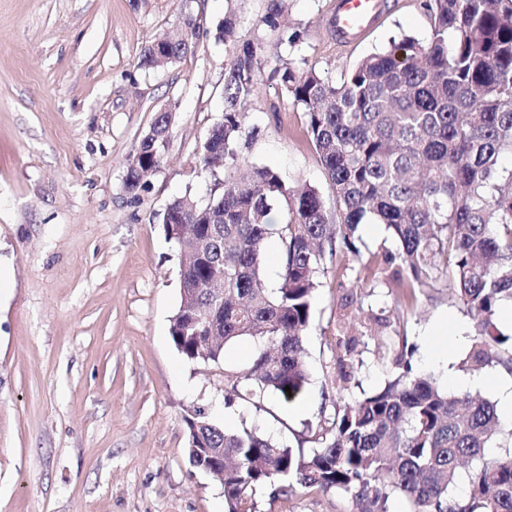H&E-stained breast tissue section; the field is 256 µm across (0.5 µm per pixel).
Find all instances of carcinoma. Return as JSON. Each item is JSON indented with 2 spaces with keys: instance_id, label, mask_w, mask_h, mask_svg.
Here are the masks:
<instances>
[{
  "instance_id": "cac0c4a2",
  "label": "carcinoma",
  "mask_w": 512,
  "mask_h": 512,
  "mask_svg": "<svg viewBox=\"0 0 512 512\" xmlns=\"http://www.w3.org/2000/svg\"><path fill=\"white\" fill-rule=\"evenodd\" d=\"M431 37L393 41L359 60L336 81L308 66L274 71L286 94L302 106L307 133L325 171L336 215L320 191L286 182L269 166H248L240 180L206 204L173 199L163 215L166 238L180 253L208 250L207 263L188 262L183 277L195 293L181 300L170 336L186 358L224 359L226 344L251 337L258 350L235 377L232 392L250 399L274 393L290 403L308 384L306 330L318 277L327 262L350 252L364 224H382L396 242L383 255L394 281L414 300L446 288L474 321L464 365H498L512 373L509 337L497 327L512 306V0H427ZM286 0H269L262 22L280 27ZM197 17L156 36L141 65L161 69L194 49ZM218 39L231 47L224 67V117L202 147L199 165L239 162L244 105L263 84L261 47L240 41L231 11ZM170 115L157 112L132 161L125 189L133 193L162 164L168 142L151 138ZM278 241L276 288L263 278L268 238ZM224 266V305L205 293L210 264ZM381 327L378 354L397 368L381 390L340 399L320 411L309 450L292 449L253 428L228 429L200 410L205 448L224 449L225 512H256L254 493L270 488L288 497L294 485L350 497L352 512H512V455L491 456L500 431L496 405L470 393L450 394L430 374L416 371L417 347ZM357 339H336L339 380ZM291 392H285V387ZM467 483L465 497L457 496Z\"/></svg>"
}]
</instances>
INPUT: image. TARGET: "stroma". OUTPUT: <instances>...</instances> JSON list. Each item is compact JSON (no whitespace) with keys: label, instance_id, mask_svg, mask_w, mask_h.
Wrapping results in <instances>:
<instances>
[{"label":"stroma","instance_id":"35a3bbf8","mask_svg":"<svg viewBox=\"0 0 512 512\" xmlns=\"http://www.w3.org/2000/svg\"><path fill=\"white\" fill-rule=\"evenodd\" d=\"M333 3L288 0L273 31L261 22L269 0H0V512H224L221 485L189 463L185 416L201 407L297 447L339 393L337 336L359 342L343 398L392 378L369 308L397 318L417 346L416 366L442 386L467 376L468 341L456 332L472 324L464 308L444 288L407 305L388 267L374 282L332 266L320 275L305 339L308 411L273 394L258 404L227 398L228 376L254 354L251 339L209 364L171 341L181 259L164 235V209L185 194L207 202L240 174L231 164L195 167L224 115L225 12L236 11L239 38L264 59L244 119L257 135L241 157L323 193L307 118L275 68L312 64L333 81L391 39L431 35L425 0H388L379 22L340 48L326 24ZM187 12L200 22L194 50L160 70L141 67L144 46ZM173 102L164 160L128 193L140 139ZM254 499L256 512L352 509L346 496L300 487L285 499L260 488Z\"/></svg>","mask_w":512,"mask_h":512}]
</instances>
